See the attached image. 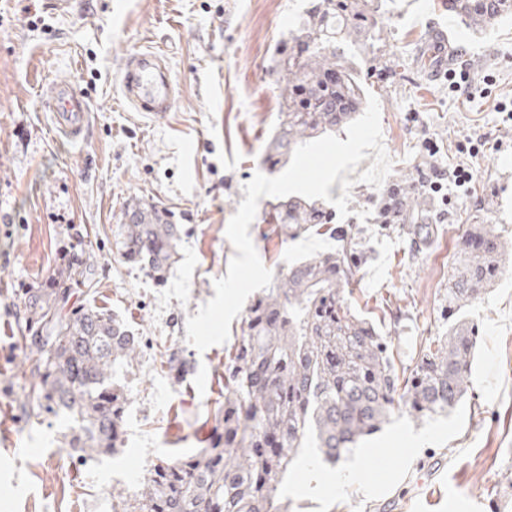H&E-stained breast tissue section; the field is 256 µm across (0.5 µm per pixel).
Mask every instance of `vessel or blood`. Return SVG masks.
Segmentation results:
<instances>
[{"label":"vessel or blood","mask_w":512,"mask_h":512,"mask_svg":"<svg viewBox=\"0 0 512 512\" xmlns=\"http://www.w3.org/2000/svg\"><path fill=\"white\" fill-rule=\"evenodd\" d=\"M118 80L123 101L155 119L172 111L180 93L168 55L153 48L128 54ZM44 103L58 130L71 139H83L90 124V108L81 90L68 82L51 83L45 90Z\"/></svg>","instance_id":"obj_1"}]
</instances>
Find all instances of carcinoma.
<instances>
[{
	"instance_id": "carcinoma-1",
	"label": "carcinoma",
	"mask_w": 512,
	"mask_h": 512,
	"mask_svg": "<svg viewBox=\"0 0 512 512\" xmlns=\"http://www.w3.org/2000/svg\"><path fill=\"white\" fill-rule=\"evenodd\" d=\"M466 26L483 31L512 16V0H452ZM381 0H313L282 47L283 105L266 162L279 163L299 144L340 129L363 110L365 89L347 44L380 34ZM273 223L294 237L331 216L301 197L269 203ZM425 199L399 194L397 212L427 242ZM181 225L153 205L124 212L115 246L120 257L162 278L175 263ZM334 250L288 267L247 311L234 355L224 363V403L207 446L157 458L140 494L120 499V512H288L280 495L307 441L334 465L380 433L395 404L423 421L452 411L468 390L477 325L466 311L498 276L512 253L492 224H469L448 274V333L433 336L409 376L400 379L390 340L347 301L363 252L352 230L336 236ZM92 268L65 263L61 288H34L27 308L39 325L35 337L34 394L49 413L71 420L69 447L112 454L121 445L126 397L114 372L130 367L139 340L120 320L92 303L65 314V284L89 286Z\"/></svg>"
}]
</instances>
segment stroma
<instances>
[{
  "label": "stroma",
  "mask_w": 512,
  "mask_h": 512,
  "mask_svg": "<svg viewBox=\"0 0 512 512\" xmlns=\"http://www.w3.org/2000/svg\"><path fill=\"white\" fill-rule=\"evenodd\" d=\"M309 0H73L59 15L49 0H0V512H112L134 495L156 457L204 447L224 400L228 343L197 351L186 322L215 295L235 250L226 228L243 186L263 162L282 90L277 44ZM453 31L451 66L492 75L488 94L449 89L424 56L435 29ZM167 51L181 95L167 118L124 104L118 73L140 48ZM368 93L380 103L392 160L382 188L350 191L347 218L288 239L257 212L249 233L273 273L334 249L333 227L353 225L364 260L350 302L391 337L396 368L412 366L430 337L448 329L444 295L464 225L493 224L512 237V17L476 33L448 0H386L373 46H353ZM74 83L89 98L91 123L73 141L44 106L49 83ZM485 137L476 155L468 139ZM463 166L462 187L429 188L432 170ZM412 188L428 205L431 242L381 212L390 186ZM170 213L183 228L164 279L125 263L114 235L127 206ZM369 210L367 219L358 211ZM77 244L95 264L96 306L141 342L116 382L125 393L124 441L107 457L73 452L66 418L40 410L32 393L36 348L24 307L29 288L49 281L60 252ZM481 339L465 398L420 422L397 407L382 433L340 461L317 449L282 491L288 512H512V263L470 310ZM356 467L343 488L335 468Z\"/></svg>",
  "instance_id": "obj_1"
}]
</instances>
